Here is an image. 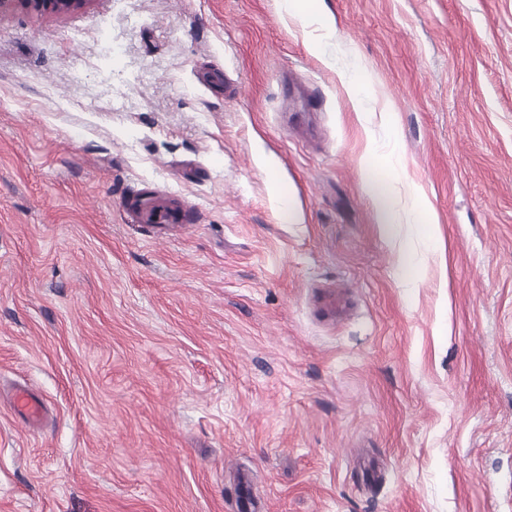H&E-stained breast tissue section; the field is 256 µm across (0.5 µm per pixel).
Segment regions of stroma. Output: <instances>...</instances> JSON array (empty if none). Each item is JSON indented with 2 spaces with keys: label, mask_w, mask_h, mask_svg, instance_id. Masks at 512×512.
Returning <instances> with one entry per match:
<instances>
[{
  "label": "stroma",
  "mask_w": 512,
  "mask_h": 512,
  "mask_svg": "<svg viewBox=\"0 0 512 512\" xmlns=\"http://www.w3.org/2000/svg\"><path fill=\"white\" fill-rule=\"evenodd\" d=\"M306 2L0 14V512H512V0ZM363 181L374 207V214L380 232L386 238L394 237V228L399 223L395 185L391 178L376 177L372 168H363ZM14 405L33 424H40L47 418L44 403L28 391H19L14 397Z\"/></svg>",
  "instance_id": "35a3bbf8"
}]
</instances>
